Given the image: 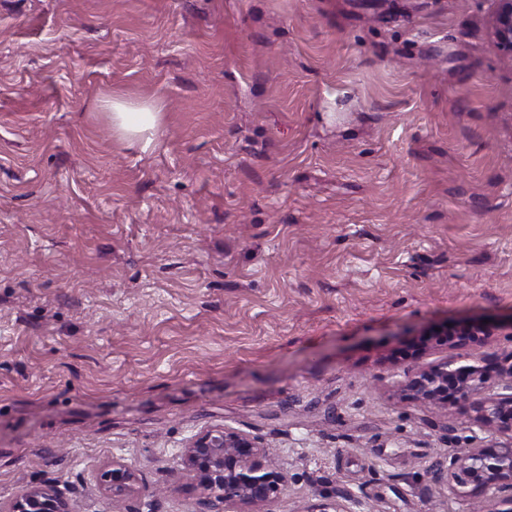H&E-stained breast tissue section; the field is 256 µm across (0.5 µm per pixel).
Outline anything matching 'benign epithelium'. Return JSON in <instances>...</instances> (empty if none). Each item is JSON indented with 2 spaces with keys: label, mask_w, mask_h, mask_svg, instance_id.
Segmentation results:
<instances>
[{
  "label": "benign epithelium",
  "mask_w": 512,
  "mask_h": 512,
  "mask_svg": "<svg viewBox=\"0 0 512 512\" xmlns=\"http://www.w3.org/2000/svg\"><path fill=\"white\" fill-rule=\"evenodd\" d=\"M488 19L491 42L512 62V0H493ZM490 364L476 358L462 363L450 356L404 372L401 392L407 398L439 409L448 398L468 405L471 424L479 431L505 436L480 448H468L451 457L445 482L448 497L477 499L486 512H512V351L499 358L497 375ZM269 449L257 435L226 427H211L191 437L180 453L184 473L202 492L226 503L264 512L288 486V473L266 465ZM100 486L114 497L131 498L141 492L137 471L114 459L104 464ZM360 500L348 493L343 501L326 502L308 512H356ZM0 512H68L62 493L52 486H34Z\"/></svg>",
  "instance_id": "7a95c632"
}]
</instances>
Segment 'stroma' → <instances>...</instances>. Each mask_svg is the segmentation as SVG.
Listing matches in <instances>:
<instances>
[{"instance_id":"stroma-1","label":"stroma","mask_w":512,"mask_h":512,"mask_svg":"<svg viewBox=\"0 0 512 512\" xmlns=\"http://www.w3.org/2000/svg\"><path fill=\"white\" fill-rule=\"evenodd\" d=\"M492 0H0V504L237 512L179 471L260 435L288 488L472 512L489 443L405 369L512 351V65ZM152 101L156 140L104 99ZM142 491L104 493L102 466ZM102 108L106 111L112 131L130 142L138 143L143 151L151 147L159 120V113L152 103H131L112 98L104 101ZM99 480L101 488L114 497L131 498L141 492L137 471L120 459H112L104 464ZM1 512H69L62 493L52 486H34L22 493L8 508Z\"/></svg>"}]
</instances>
